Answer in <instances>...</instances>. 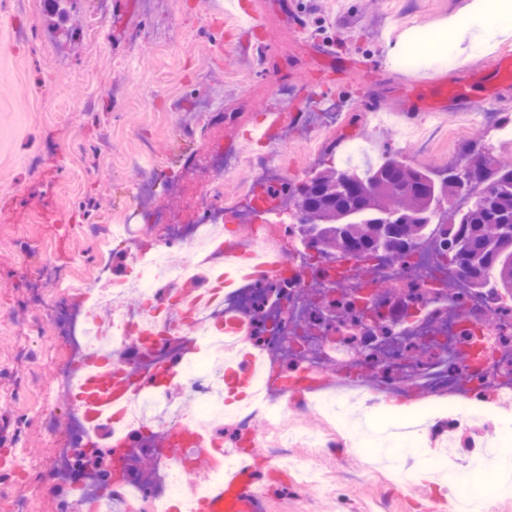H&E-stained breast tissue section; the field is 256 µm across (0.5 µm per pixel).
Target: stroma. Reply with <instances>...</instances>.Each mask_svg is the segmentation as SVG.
Instances as JSON below:
<instances>
[{"mask_svg": "<svg viewBox=\"0 0 512 512\" xmlns=\"http://www.w3.org/2000/svg\"><path fill=\"white\" fill-rule=\"evenodd\" d=\"M470 2L288 0L308 40L364 62L359 73L340 76L294 54L277 16L244 30L225 15L224 0H124L121 18L103 0H68L62 15L48 0H0V352L10 353L0 361V482L21 480L15 437L25 440L31 461L51 453L43 421L18 395L35 381L50 387L48 361L66 355L52 325L31 327L34 267L95 255L89 228L124 211H140L153 224L140 241L149 247L168 225L192 223L215 207L204 194L208 186H220L225 201L237 199L242 178L225 171L219 153L228 141L241 156L259 153L249 133L270 105L308 115L330 100L342 107L319 155L307 150L310 122L288 121L277 131L284 186L340 168L343 145L371 139L381 155L441 169L420 138H400L390 122L374 126L372 115L399 110L400 89L410 79L474 68L512 50V36L489 30L485 42L452 41L433 61L407 66L403 41L430 42L441 22L465 17ZM264 39L279 50L262 68L254 47ZM433 135L458 146L492 141L463 112L440 114ZM144 142L154 154L149 166L137 162ZM144 182L151 191L136 193ZM300 454L318 466L328 491H298L266 449H252L273 488L266 512H429L439 497L431 481L401 493L385 467L368 468L365 448Z\"/></svg>", "mask_w": 512, "mask_h": 512, "instance_id": "35a3bbf8", "label": "stroma"}]
</instances>
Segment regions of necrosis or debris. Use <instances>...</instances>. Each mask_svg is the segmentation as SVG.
I'll list each match as a JSON object with an SVG mask.
<instances>
[{
  "instance_id": "necrosis-or-debris-1",
  "label": "necrosis or debris",
  "mask_w": 512,
  "mask_h": 512,
  "mask_svg": "<svg viewBox=\"0 0 512 512\" xmlns=\"http://www.w3.org/2000/svg\"><path fill=\"white\" fill-rule=\"evenodd\" d=\"M224 168L265 183L280 178L273 147L247 159L228 156ZM146 230L132 214L100 233L104 248L131 243L121 271L100 257L85 275L45 264L33 271L41 320L64 322V341L75 351L54 361L53 385L38 393L34 411L52 421L57 392L75 396L84 381L79 367L93 354L118 364L129 397L92 420L71 406L68 435H50L47 460L33 464L18 454L28 477L11 492L13 512H33L35 498L58 485L70 490L61 512H167L171 497L223 481L247 438L325 488L297 449L369 444L332 409L336 400L361 411L390 398L411 400L418 429L410 447L443 449L439 464L462 479L485 461L489 445L512 458L501 414L512 406V294L471 288L438 251V232L394 259L323 254L284 235L276 213L252 215L230 239L214 215L172 225L155 246H137ZM175 248L187 250L183 264L170 263ZM201 276L206 295H186L183 283ZM131 288L137 301L127 297ZM75 294L82 305L73 314ZM229 352L249 354L260 367L249 396L235 405L225 402ZM165 362L178 363L181 376L151 386ZM298 415L320 417L319 430H302ZM185 425L224 449L197 476L166 449L154 458L153 483L127 478L100 491L86 480L85 447L153 429L174 436Z\"/></svg>"
}]
</instances>
